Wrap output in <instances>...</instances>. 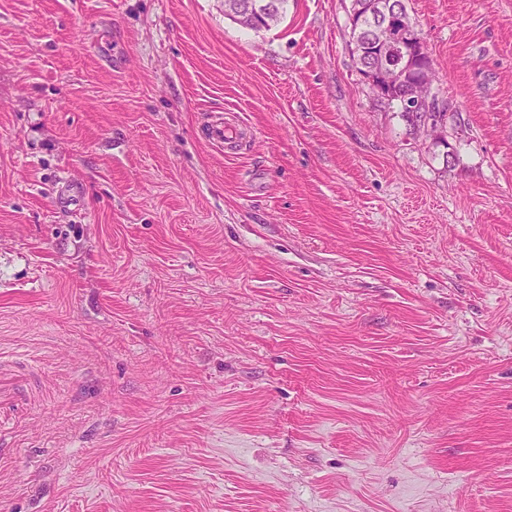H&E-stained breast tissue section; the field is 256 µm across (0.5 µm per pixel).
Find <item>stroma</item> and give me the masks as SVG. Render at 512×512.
Segmentation results:
<instances>
[{
    "label": "stroma",
    "mask_w": 512,
    "mask_h": 512,
    "mask_svg": "<svg viewBox=\"0 0 512 512\" xmlns=\"http://www.w3.org/2000/svg\"><path fill=\"white\" fill-rule=\"evenodd\" d=\"M350 4L0 0V512H512V0ZM360 1L357 4V11L363 12L366 16L355 15L353 2H351L349 10V43L351 45L354 42H359L362 47H366L365 55L357 45L352 46L359 58L362 59L371 53L372 36L375 35L374 27L378 20L370 17L377 16L380 19L384 16L383 23L385 25V36L376 41L373 46L377 50L374 52V57L377 58L376 62L361 67L363 78L378 97L398 101L402 112H405L416 125L420 124L424 118L435 125L446 114L439 109L435 100L429 102L428 105L419 106L415 112L407 107L402 100L413 101L416 105L429 101L421 90L432 82L433 61L422 47V40L416 24L405 19L402 5L394 0H391L389 4L381 2V0ZM392 3L396 4L390 9ZM393 49L400 50L402 54V60L398 65H393L388 61V54ZM359 58L357 61L361 65ZM405 68L420 69L421 74L416 80L407 81ZM396 95L402 99H391ZM21 383L12 374L0 371V411L18 409L16 403L20 394Z\"/></svg>",
    "instance_id": "obj_1"
}]
</instances>
